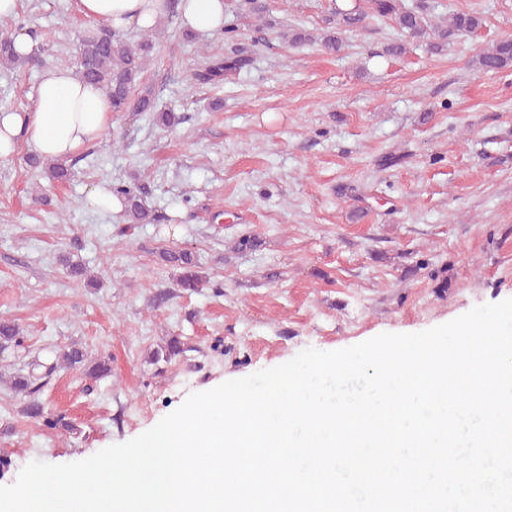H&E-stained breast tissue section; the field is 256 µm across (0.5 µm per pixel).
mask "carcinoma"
Segmentation results:
<instances>
[{
	"label": "carcinoma",
	"instance_id": "obj_1",
	"mask_svg": "<svg viewBox=\"0 0 512 512\" xmlns=\"http://www.w3.org/2000/svg\"><path fill=\"white\" fill-rule=\"evenodd\" d=\"M426 0L407 5L403 0H364L362 3H350L345 6L333 4L326 23L334 29L320 37V45L330 53L341 51L343 40L341 33L363 27L371 14L392 19L401 33L412 40L425 43L429 50L442 49V41L455 34L475 33L484 25V19L477 12L460 11L448 16L446 28L432 27ZM267 11L265 0H234V16L263 17ZM25 19L15 16L0 17V65L10 68H23L35 62L39 53L27 56L16 53L13 36L16 30L24 28ZM156 50L155 37L149 33L143 35L134 46L124 44L116 32L101 25L87 32L82 38V49L77 62L76 76L89 84L107 89L112 100L114 112H153L157 125L169 128L180 123L181 117L173 111H159L156 108L152 91L143 85V75L147 63ZM249 64V58L231 56L215 61L205 71L195 74L200 81H213L226 72H236ZM478 68L485 72H496L512 66V40H502L482 52L477 60ZM112 194L124 203V214L131 224H152L159 221L145 205L143 196L135 187L124 183L112 186ZM159 258L180 269L177 286L186 291H195L203 284L199 263L193 253L187 250L165 249L159 252ZM20 345L19 328L9 320H0V348ZM191 347L177 338L166 346L157 349L154 361H169L190 351ZM67 365L75 368L87 379L97 382L107 377L111 369L108 362L92 359L86 349L75 343L56 356L53 363L39 371L29 367L18 372L10 379L11 388L24 396L34 395L47 386L54 374Z\"/></svg>",
	"mask_w": 512,
	"mask_h": 512
}]
</instances>
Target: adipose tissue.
<instances>
[{"label": "adipose tissue", "instance_id": "1", "mask_svg": "<svg viewBox=\"0 0 512 512\" xmlns=\"http://www.w3.org/2000/svg\"><path fill=\"white\" fill-rule=\"evenodd\" d=\"M78 13L124 32L154 26L167 8L166 0H75ZM184 29L219 33L224 28L225 0H180ZM112 125V104L105 90L79 81L63 68L47 71L36 92L31 112L0 115V158L20 146L46 159H67Z\"/></svg>", "mask_w": 512, "mask_h": 512}]
</instances>
